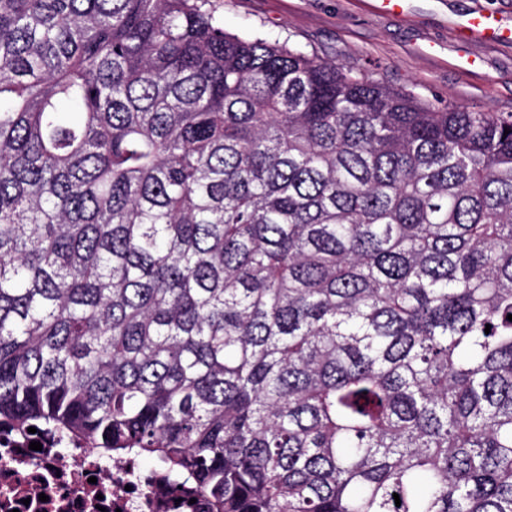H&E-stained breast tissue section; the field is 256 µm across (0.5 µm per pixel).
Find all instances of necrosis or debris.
Here are the masks:
<instances>
[{"mask_svg": "<svg viewBox=\"0 0 512 512\" xmlns=\"http://www.w3.org/2000/svg\"><path fill=\"white\" fill-rule=\"evenodd\" d=\"M41 450H31V442ZM190 479L82 442L0 435V512H201Z\"/></svg>", "mask_w": 512, "mask_h": 512, "instance_id": "1", "label": "necrosis or debris"}]
</instances>
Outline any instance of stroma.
Listing matches in <instances>:
<instances>
[{"mask_svg":"<svg viewBox=\"0 0 512 512\" xmlns=\"http://www.w3.org/2000/svg\"><path fill=\"white\" fill-rule=\"evenodd\" d=\"M227 32L288 42L438 106L512 112V44L464 38L455 24L485 11L512 25V0H412L405 15L370 0H216Z\"/></svg>","mask_w":512,"mask_h":512,"instance_id":"1","label":"stroma"}]
</instances>
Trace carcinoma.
Listing matches in <instances>:
<instances>
[{"label":"carcinoma","mask_w":512,"mask_h":512,"mask_svg":"<svg viewBox=\"0 0 512 512\" xmlns=\"http://www.w3.org/2000/svg\"><path fill=\"white\" fill-rule=\"evenodd\" d=\"M510 314L511 112L214 0H0V429L211 512H512Z\"/></svg>","instance_id":"obj_1"}]
</instances>
